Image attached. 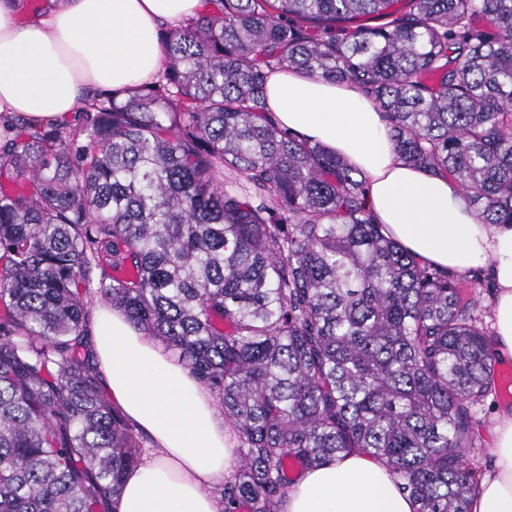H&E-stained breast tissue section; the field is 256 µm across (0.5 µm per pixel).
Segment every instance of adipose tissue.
I'll return each instance as SVG.
<instances>
[{"mask_svg":"<svg viewBox=\"0 0 512 512\" xmlns=\"http://www.w3.org/2000/svg\"><path fill=\"white\" fill-rule=\"evenodd\" d=\"M202 0H57L47 18L18 22L0 0V112L65 121L98 89L122 90L165 67L160 28L196 16ZM273 120L340 156L367 179L375 221L416 259L488 277L492 345L512 359V224H485L448 177L405 162L390 123L355 84L297 71L269 73ZM95 352L115 408L153 441L112 503L114 512H221L210 492L233 465V442L212 395L116 308L91 317ZM493 469L471 512H512V407L492 418ZM282 512H415L380 459L353 452L299 474Z\"/></svg>","mask_w":512,"mask_h":512,"instance_id":"ef3b65f1","label":"adipose tissue"}]
</instances>
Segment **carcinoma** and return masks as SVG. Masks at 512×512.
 <instances>
[{
    "label": "carcinoma",
    "instance_id": "obj_1",
    "mask_svg": "<svg viewBox=\"0 0 512 512\" xmlns=\"http://www.w3.org/2000/svg\"><path fill=\"white\" fill-rule=\"evenodd\" d=\"M160 40L155 81L70 121L0 114V512H111L145 452L103 387L94 296L216 397L222 512H281L292 464L354 451L415 512H470L496 388L478 301L381 233L365 181L264 86L357 85L403 159L512 224V0H203Z\"/></svg>",
    "mask_w": 512,
    "mask_h": 512
}]
</instances>
